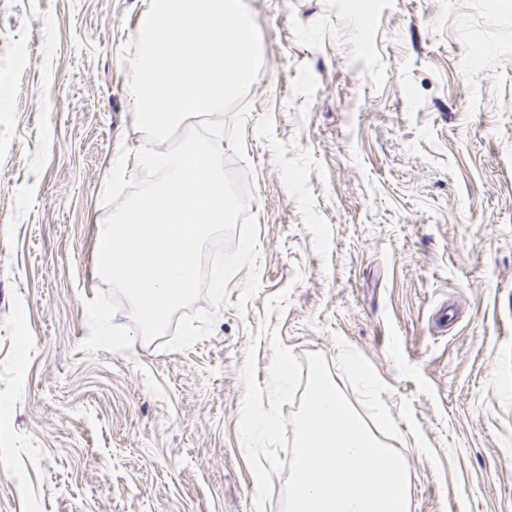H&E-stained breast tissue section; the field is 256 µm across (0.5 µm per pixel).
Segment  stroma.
<instances>
[{
	"instance_id": "35a3bbf8",
	"label": "stroma",
	"mask_w": 512,
	"mask_h": 512,
	"mask_svg": "<svg viewBox=\"0 0 512 512\" xmlns=\"http://www.w3.org/2000/svg\"><path fill=\"white\" fill-rule=\"evenodd\" d=\"M260 277L211 338L81 351L122 60L149 0H0V512H254L239 421L271 335L374 374L410 512H512V0H245Z\"/></svg>"
}]
</instances>
